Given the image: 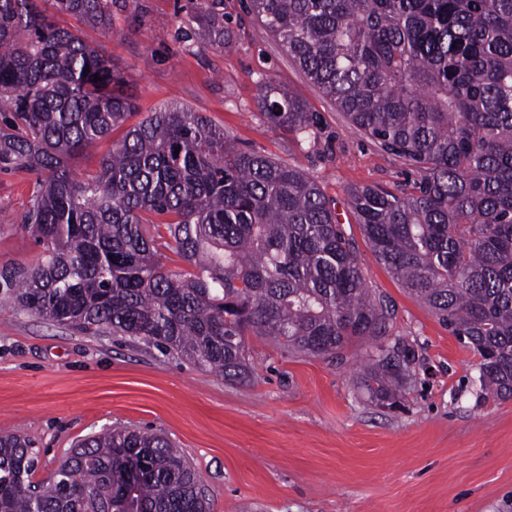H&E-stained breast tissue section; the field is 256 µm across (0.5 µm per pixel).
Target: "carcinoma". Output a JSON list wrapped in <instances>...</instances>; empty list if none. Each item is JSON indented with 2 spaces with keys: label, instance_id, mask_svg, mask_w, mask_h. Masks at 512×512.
I'll return each instance as SVG.
<instances>
[{
  "label": "carcinoma",
  "instance_id": "cac0c4a2",
  "mask_svg": "<svg viewBox=\"0 0 512 512\" xmlns=\"http://www.w3.org/2000/svg\"><path fill=\"white\" fill-rule=\"evenodd\" d=\"M112 26V0H53ZM249 12L350 123L421 176L366 186L349 207L374 254L481 356V390L512 396V0H249ZM224 45L207 11L194 30ZM89 72H84V68ZM101 80L94 81V75ZM124 77L40 0H0V173L38 180L22 223L37 262L0 273L19 308L83 333L156 346L226 378L247 336L338 358L367 340L375 403L413 379L392 313L366 286L319 182L233 145L207 117L164 105L99 162L71 161L134 114ZM260 107L304 138L314 113L269 83ZM180 151H175V148ZM188 268L170 271L159 249ZM31 442L0 433V512H211L194 465L163 435L115 427L33 481Z\"/></svg>",
  "mask_w": 512,
  "mask_h": 512
}]
</instances>
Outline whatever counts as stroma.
<instances>
[{
    "mask_svg": "<svg viewBox=\"0 0 512 512\" xmlns=\"http://www.w3.org/2000/svg\"><path fill=\"white\" fill-rule=\"evenodd\" d=\"M244 4L219 5L220 47L191 38L197 0H124L108 30L55 20L105 48L140 112L188 106L237 147L319 181L368 288L393 312V338L414 357L411 384L378 405L361 383L367 344L329 361L261 336L246 339L248 377L230 381L144 341L82 333L0 300V433L33 442L40 479L89 434L165 433L195 465L213 512H512V398H484L480 356L392 276L349 209L351 189L391 190L418 172L353 127ZM265 82L317 114L308 139L261 112ZM35 188L32 173L0 174V270L42 252L21 222Z\"/></svg>",
    "mask_w": 512,
    "mask_h": 512,
    "instance_id": "35a3bbf8",
    "label": "stroma"
}]
</instances>
